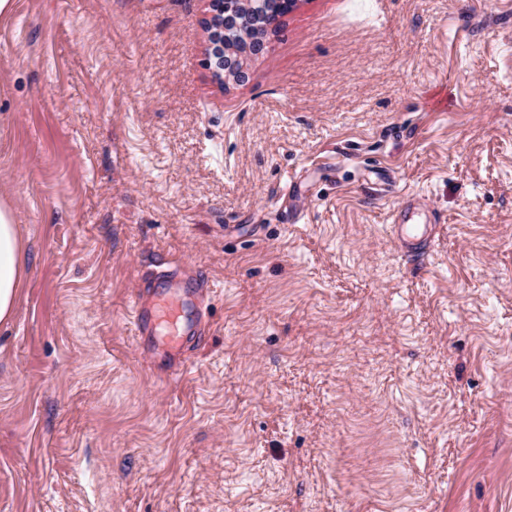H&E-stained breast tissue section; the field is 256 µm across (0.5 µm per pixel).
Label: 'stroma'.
<instances>
[{
  "label": "stroma",
  "instance_id": "35a3bbf8",
  "mask_svg": "<svg viewBox=\"0 0 512 512\" xmlns=\"http://www.w3.org/2000/svg\"><path fill=\"white\" fill-rule=\"evenodd\" d=\"M209 17L0 18V512H512V0H299L224 86ZM159 259L209 278L172 372ZM23 275L22 247L11 210L0 205V323L15 310L17 289ZM409 210L400 213L398 224L393 225L394 234L397 238L406 243V256L414 260L424 254L427 246V230L420 231V224L411 223L408 217ZM204 288L207 283L200 276L182 282L175 269L157 272L139 288L129 314L143 351L154 354L161 348L172 365H182V355L191 341L204 336L201 321L193 325L187 317L190 292L200 296Z\"/></svg>",
  "mask_w": 512,
  "mask_h": 512
}]
</instances>
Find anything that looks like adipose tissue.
<instances>
[{
  "instance_id": "adipose-tissue-1",
  "label": "adipose tissue",
  "mask_w": 512,
  "mask_h": 512,
  "mask_svg": "<svg viewBox=\"0 0 512 512\" xmlns=\"http://www.w3.org/2000/svg\"><path fill=\"white\" fill-rule=\"evenodd\" d=\"M23 275L22 247L14 216L0 205V323L15 310L17 289Z\"/></svg>"
}]
</instances>
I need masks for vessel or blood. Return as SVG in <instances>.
<instances>
[{
  "label": "vessel or blood",
  "instance_id": "vessel-or-blood-1",
  "mask_svg": "<svg viewBox=\"0 0 512 512\" xmlns=\"http://www.w3.org/2000/svg\"><path fill=\"white\" fill-rule=\"evenodd\" d=\"M394 233L405 242L409 259L424 254L428 235L411 223L408 215L400 216ZM205 286L201 277L183 282L176 270L168 269L157 272L139 288L130 303L129 314L143 351L162 352L172 365L181 366L185 349L204 334L201 324H190L187 310L190 294L203 293Z\"/></svg>",
  "mask_w": 512,
  "mask_h": 512
}]
</instances>
